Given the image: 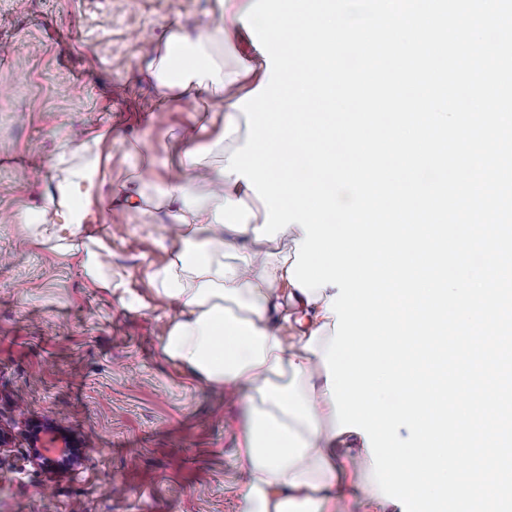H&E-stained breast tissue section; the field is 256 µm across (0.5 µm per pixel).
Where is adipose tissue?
Listing matches in <instances>:
<instances>
[{"instance_id":"ef3b65f1","label":"adipose tissue","mask_w":512,"mask_h":512,"mask_svg":"<svg viewBox=\"0 0 512 512\" xmlns=\"http://www.w3.org/2000/svg\"><path fill=\"white\" fill-rule=\"evenodd\" d=\"M254 0H218V19L200 24L196 36L171 30L153 49L149 69L162 102L187 91L221 102L225 143L245 139L241 73H228L219 52L232 44L241 16ZM207 126L184 131L180 176L155 192L139 189L130 199L142 212L171 208L178 231L169 259L152 276L155 291L174 308L164 326L162 351L195 379L227 391L243 390L248 413L237 462L241 512H344L360 500L371 512H387L371 469L357 465L367 453L356 432L337 433L334 404L322 357L336 317L326 305L335 290L305 294L289 282L293 252L262 255L248 248L266 209L252 200L245 181L204 167L197 141ZM70 162L59 188L62 225L40 224L37 236L63 253L73 251L68 231L85 224L100 202L101 158L86 143L65 140L58 153ZM210 191L198 195L196 186ZM235 261L225 264L224 251ZM297 324L298 335H284Z\"/></svg>"}]
</instances>
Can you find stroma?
<instances>
[{
  "instance_id": "stroma-1",
  "label": "stroma",
  "mask_w": 512,
  "mask_h": 512,
  "mask_svg": "<svg viewBox=\"0 0 512 512\" xmlns=\"http://www.w3.org/2000/svg\"><path fill=\"white\" fill-rule=\"evenodd\" d=\"M216 0H0V512H239V393L185 374L161 348L169 301L152 273L167 260L165 211L95 209L78 236L103 244L113 277L143 297L93 285L78 257L43 245L26 219L67 176L62 137L97 141L99 193L178 173L195 99L158 104L149 45L194 30ZM269 56L252 30L225 48V71ZM50 420L83 445L74 469L28 460L27 425Z\"/></svg>"
}]
</instances>
